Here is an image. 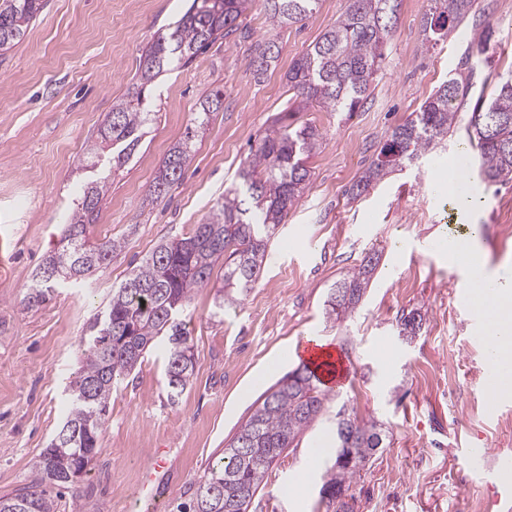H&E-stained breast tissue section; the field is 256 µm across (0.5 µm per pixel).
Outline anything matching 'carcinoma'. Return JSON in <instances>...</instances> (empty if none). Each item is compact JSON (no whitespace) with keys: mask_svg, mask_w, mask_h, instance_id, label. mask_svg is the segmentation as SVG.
<instances>
[{"mask_svg":"<svg viewBox=\"0 0 512 512\" xmlns=\"http://www.w3.org/2000/svg\"><path fill=\"white\" fill-rule=\"evenodd\" d=\"M267 19L274 28L305 20L319 0H264ZM252 0H192L171 32L154 39L140 54L139 68L126 97L112 105L99 130V140L89 151L106 161L110 170L124 168L142 142L151 121L145 111V92L174 63H189L216 41L240 30V17ZM476 0H430L421 21L425 40L438 42L458 30L471 15ZM400 0H345L344 10L308 51L288 71L295 91L296 111L278 113L273 125L250 149L239 173L240 184L224 192L204 222L191 235L159 244L137 265L131 276L112 289V298L99 311L84 337L83 361L69 382L63 437L39 455L30 486L22 493L0 497V512H55L45 487H64L84 474L98 453L112 390L129 375L147 349L162 340L167 351L164 387L175 401L192 384L195 358L185 319L195 290L210 282L215 266L224 263V283L218 289L216 308L236 305L257 283L268 257L271 236L309 185L307 160L320 147L321 134L310 125L294 121L295 112L312 104L334 112L353 113L382 70L385 47L393 35ZM47 0H0V51L17 44L39 19ZM492 32L478 35L477 53L462 58L459 73L443 81L413 117L396 126L376 157L351 188L355 199L386 176L429 156L448 138L458 123L474 81L481 70V55ZM279 55V46L268 39L255 46L251 66L264 74ZM197 119L183 140L168 153L162 169L150 185V196L165 197L178 184L194 148ZM469 142L476 143L479 171L488 185L512 179V76L500 79L493 93L471 112ZM108 191V177L92 180L81 189L62 241L70 254L80 258L85 245L98 250L99 261L85 269L89 276L112 257L118 242H93L88 226ZM194 249L186 248L187 242ZM378 265L368 255L336 281L325 301L329 320L351 314L361 302ZM56 284L43 281L30 288L28 305L51 300ZM420 314H402L400 334L414 336ZM330 398L320 379L307 365L285 374L261 396L247 420L230 440L224 453L198 482L190 503L178 512H249L269 471L288 450L298 447L305 432L325 413ZM334 457L349 455L352 461L326 469L320 491L326 512H354L357 499L350 493L376 454L389 447L382 424L361 419L340 406L331 430Z\"/></svg>","mask_w":512,"mask_h":512,"instance_id":"cac0c4a2","label":"carcinoma"}]
</instances>
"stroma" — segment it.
Wrapping results in <instances>:
<instances>
[{"label":"stroma","mask_w":512,"mask_h":512,"mask_svg":"<svg viewBox=\"0 0 512 512\" xmlns=\"http://www.w3.org/2000/svg\"><path fill=\"white\" fill-rule=\"evenodd\" d=\"M191 0H48L22 40L0 55V496L27 486L40 452L63 420L65 389L83 358L81 338L114 287L162 241L189 236L237 179L251 145L289 107L287 74L334 24L344 0H319L304 24L271 28L263 0L240 19L242 34L218 41L151 87L155 117L125 169L111 177L92 240L118 248L89 279L31 307L34 270L60 247L72 202L98 176L86 149L105 113L126 94L140 50L169 32ZM429 0H402L397 29L370 96L347 114L314 107L298 122L316 126L322 145L309 161V187L272 239L258 285L240 305L216 313L223 270L198 289L188 326L196 367L177 402L164 389L163 345L112 394L100 450L86 474L54 489L56 512H132L151 495L155 512L190 499L209 465L256 406L264 390L296 368L298 339L316 336L350 362L335 401L385 423L389 448L353 487L357 512H478L486 492L464 448L512 449V396L489 403L482 387L485 347L477 314L457 294L465 275L435 240L477 237L486 273L512 267V181L481 186L476 206L448 193V165L476 157L464 130L419 166L395 172L360 198L351 186L390 131L418 111L491 28L469 100L489 97L512 70V0H476L466 27L432 44L421 19ZM274 38L279 58L263 76L250 59L256 42ZM209 114L183 178L151 201L148 189L169 150L183 139L212 93ZM380 262L351 316L329 322V288L364 256ZM423 316L414 336L399 333L402 312ZM327 423L310 428L281 458L250 512H325L322 476L331 446Z\"/></svg>","instance_id":"obj_1"}]
</instances>
